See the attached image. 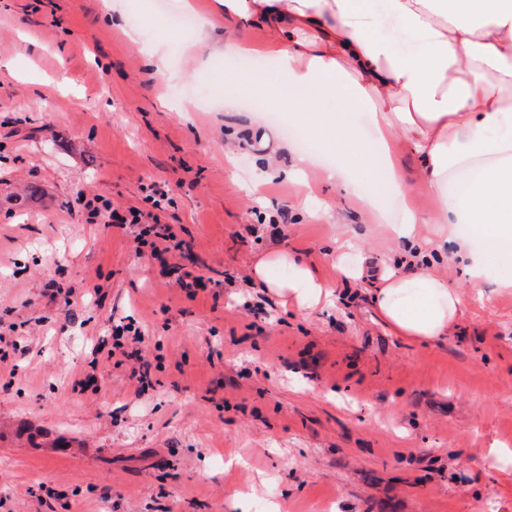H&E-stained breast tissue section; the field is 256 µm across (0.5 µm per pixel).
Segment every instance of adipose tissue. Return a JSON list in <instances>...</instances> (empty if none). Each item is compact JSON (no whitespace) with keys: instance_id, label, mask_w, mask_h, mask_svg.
<instances>
[{"instance_id":"obj_1","label":"adipose tissue","mask_w":512,"mask_h":512,"mask_svg":"<svg viewBox=\"0 0 512 512\" xmlns=\"http://www.w3.org/2000/svg\"><path fill=\"white\" fill-rule=\"evenodd\" d=\"M207 8L223 14L239 52L278 58L287 84H269L257 73L244 75L245 84L271 104H287L335 155L346 190L359 174L397 186L392 157L410 149L437 210L409 211L394 229L398 246L421 261L419 225H441L440 251L470 257L473 285L485 281L475 239L492 250L512 247V0H209ZM243 21L266 31L268 41L257 45L239 34ZM392 23L399 38L385 34ZM331 96L343 109L319 121L317 107ZM363 109L374 131L369 146L352 125ZM474 168L479 174L466 193L449 194V175ZM459 224L472 225L473 236L458 235ZM276 268L287 269V277L273 276ZM252 279L301 308L332 302L330 285L285 249L261 257ZM372 301L394 335L416 342L446 337L463 308L457 290L423 269L384 270Z\"/></svg>"}]
</instances>
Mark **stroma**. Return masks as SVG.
Instances as JSON below:
<instances>
[{
	"instance_id": "35a3bbf8",
	"label": "stroma",
	"mask_w": 512,
	"mask_h": 512,
	"mask_svg": "<svg viewBox=\"0 0 512 512\" xmlns=\"http://www.w3.org/2000/svg\"><path fill=\"white\" fill-rule=\"evenodd\" d=\"M161 2L0 0V332L17 324L21 347L0 362V512H512V291L487 281L471 301L465 262L435 260L468 303L418 343L383 325L368 283L305 310L255 284L274 248L330 282L343 239L349 264H396L389 225L436 200L404 149L405 195L345 192L322 154L311 211L283 174L255 201L262 167L303 154L270 118L289 112L254 105L240 55L187 57L177 0ZM163 32L160 81L144 47ZM153 184L181 264L214 280L196 298L78 202L145 209ZM52 280L75 286L77 319L49 304ZM125 317L161 363L143 395L132 361L94 351Z\"/></svg>"
}]
</instances>
